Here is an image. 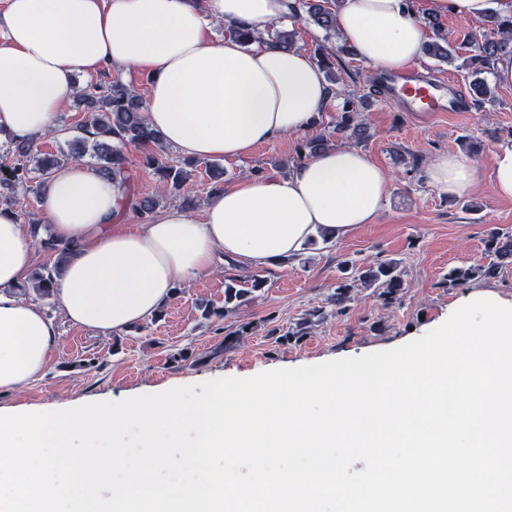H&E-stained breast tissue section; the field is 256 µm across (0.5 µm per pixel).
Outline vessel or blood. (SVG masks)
I'll use <instances>...</instances> for the list:
<instances>
[{
	"label": "vessel or blood",
	"mask_w": 512,
	"mask_h": 512,
	"mask_svg": "<svg viewBox=\"0 0 512 512\" xmlns=\"http://www.w3.org/2000/svg\"><path fill=\"white\" fill-rule=\"evenodd\" d=\"M381 98L397 104L404 112H464L468 106L452 80L426 81L391 75L376 84Z\"/></svg>",
	"instance_id": "b4317fda"
}]
</instances>
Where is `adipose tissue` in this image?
<instances>
[{"label":"adipose tissue","mask_w":512,"mask_h":512,"mask_svg":"<svg viewBox=\"0 0 512 512\" xmlns=\"http://www.w3.org/2000/svg\"><path fill=\"white\" fill-rule=\"evenodd\" d=\"M293 0H8L0 11V140L57 129L74 75L106 69L151 78L147 123L184 155L239 161L260 145L310 130L333 98L321 67L265 38L292 20ZM512 0H428L437 16L471 19ZM249 26L251 45L215 37L214 23ZM336 31L363 60L402 71L421 54L423 26L406 0H341ZM430 186L456 196L477 182L475 165L442 154ZM383 169L364 151L330 147L285 176H244L211 196L201 216L171 208L118 228L122 191L73 161L45 192L53 237L77 240L55 300L73 326L119 333L156 314L177 286L224 263L262 267L301 255L326 232L343 240L373 223L386 200ZM36 239L15 208L0 207V392L39 378L58 346L57 323L18 293Z\"/></svg>","instance_id":"obj_1"}]
</instances>
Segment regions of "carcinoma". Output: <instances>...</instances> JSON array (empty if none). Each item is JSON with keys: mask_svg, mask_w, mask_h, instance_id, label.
Here are the masks:
<instances>
[{"mask_svg": "<svg viewBox=\"0 0 512 512\" xmlns=\"http://www.w3.org/2000/svg\"><path fill=\"white\" fill-rule=\"evenodd\" d=\"M339 0H302L294 8L295 16H300L299 8L306 9L308 21L319 27L331 38L336 34L335 16ZM489 29L483 34L481 41L474 43L472 53L463 60L462 66L471 70L474 96L473 107L484 111L486 104L494 101V88L487 80L492 73L494 63L501 54L512 53V17H504L494 11L487 17ZM270 40L283 49H292L295 46L296 31L291 29H275L269 34ZM423 53L439 61H451L452 54L448 50L447 37L436 34L435 38L425 42ZM314 54L319 66L326 73L330 84L335 85L339 80L336 76V53L327 45L315 48ZM77 97L80 103L89 112V115L80 125L81 135L75 137L72 145L81 152L91 151L96 159V171L119 184L123 194L130 192L131 169L126 156L117 148L119 144L152 145L158 151H165L160 134L149 126L143 112L145 105L142 98L136 93L134 87L124 83L119 78L102 83H90L79 89ZM364 97L346 96L340 116L336 122V131L342 133L346 139L358 144L367 137V127L361 119L360 107L363 106ZM116 145L111 146L109 142ZM13 152L20 154L13 164H0V205L13 206L16 203V192L21 189L26 192L40 193L45 184L57 171L59 162L43 156L36 160L35 166L30 168L23 158L33 152L34 144L31 141L11 142ZM146 165L152 167L160 176L163 187L179 189L185 180L184 170L160 159L156 154L145 157ZM36 185H31L32 180ZM158 200L152 197H142L132 203V208L138 217L149 220L155 213ZM45 252L55 256L53 264L38 266L30 275L29 282L35 296L48 299L54 296L56 278L61 265L76 247L73 241H62L52 236L39 240ZM485 251L494 257L486 265L456 268L448 272L445 281L448 286H462L476 280L494 278L503 267V263H512V234L500 230L490 232L485 241ZM358 284L367 287L382 289L379 297L384 304H389L394 295L402 288V270L399 263L387 260L374 266L358 267L351 265L348 276L343 278L336 286L333 301L340 309L350 300L351 288ZM260 287V281L253 280L251 287H238V279L229 278L224 284V312H233L253 299V292Z\"/></svg>", "mask_w": 512, "mask_h": 512, "instance_id": "1", "label": "carcinoma"}]
</instances>
